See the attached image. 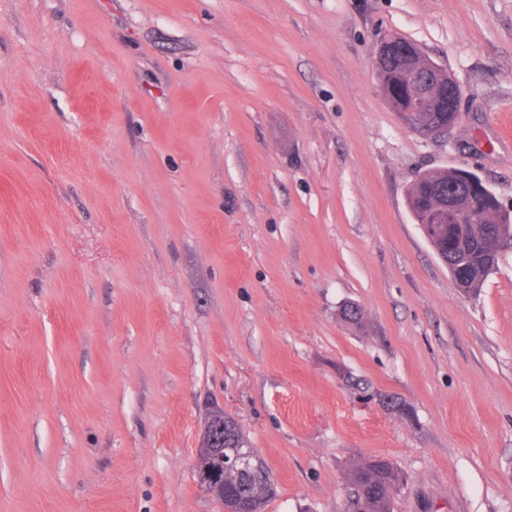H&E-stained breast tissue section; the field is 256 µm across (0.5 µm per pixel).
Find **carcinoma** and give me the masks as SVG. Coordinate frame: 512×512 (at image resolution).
Wrapping results in <instances>:
<instances>
[{"mask_svg":"<svg viewBox=\"0 0 512 512\" xmlns=\"http://www.w3.org/2000/svg\"><path fill=\"white\" fill-rule=\"evenodd\" d=\"M409 47L411 43L408 41L396 44L391 60L385 63L377 78L381 91L395 111L406 108L415 90L412 75L402 66L403 52ZM417 75L424 80L429 78L421 65ZM426 100L428 111L418 113L419 125L444 129L455 122L453 98L448 94L446 82L431 79ZM450 197L457 198L463 209L476 218L475 238L479 245L467 255L459 254L448 219L439 218V210ZM406 202L412 215L420 223L430 226L431 245L437 256L446 259L454 269L456 283L470 294L477 293L499 262V254L487 239V229L504 219L511 220L512 213L503 209L496 196L473 190L469 183L446 169L419 174L407 190ZM348 478L350 492L346 512H394V495L403 477L391 460L378 456L353 462L348 467ZM224 481L239 495L251 499L255 512H264L267 502L272 499L258 474L230 472L224 476Z\"/></svg>","mask_w":512,"mask_h":512,"instance_id":"1","label":"carcinoma"}]
</instances>
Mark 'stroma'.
Masks as SVG:
<instances>
[{"mask_svg":"<svg viewBox=\"0 0 512 512\" xmlns=\"http://www.w3.org/2000/svg\"><path fill=\"white\" fill-rule=\"evenodd\" d=\"M386 33L460 86L447 137ZM451 166L512 211V0H0V512H221L217 408L265 512L373 456L395 512H512V241L465 294L406 204ZM409 47L413 46L408 41L398 42L390 62L385 63L377 78L381 91L394 111L406 108L415 90L412 75L402 66L403 52ZM217 418H224L229 434V445L224 443V435H220L223 424L217 422ZM243 448V442L236 431L233 422L224 417L222 411H215L209 417L205 427L195 459V473L200 487L224 507V482L236 490V492L253 501L257 512H264L265 506L275 495H268L264 481L260 475L236 472H259L260 463L249 453V449ZM228 473V474H227ZM260 473V472H259ZM224 474H227L224 476ZM251 510L248 501L240 500L237 508L224 512H255Z\"/></svg>","mask_w":512,"mask_h":512,"instance_id":"obj_1","label":"stroma"}]
</instances>
